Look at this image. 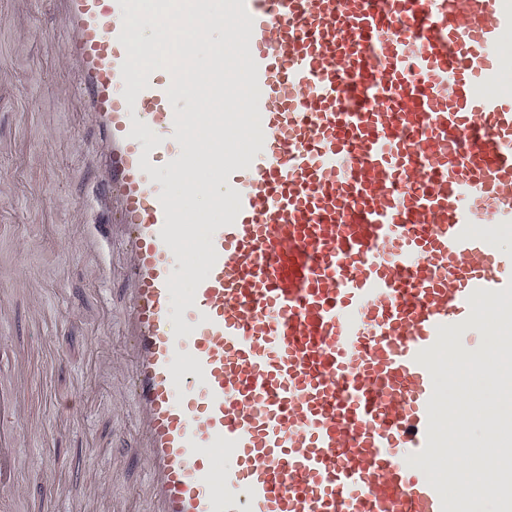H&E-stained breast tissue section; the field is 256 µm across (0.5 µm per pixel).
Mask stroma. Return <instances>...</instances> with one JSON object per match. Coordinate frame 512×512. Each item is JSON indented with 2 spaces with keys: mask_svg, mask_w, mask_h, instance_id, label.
<instances>
[{
  "mask_svg": "<svg viewBox=\"0 0 512 512\" xmlns=\"http://www.w3.org/2000/svg\"><path fill=\"white\" fill-rule=\"evenodd\" d=\"M49 0L0 9V385L22 382L15 512H150L119 329L127 296L118 246L86 250L100 221L97 134L80 119Z\"/></svg>",
  "mask_w": 512,
  "mask_h": 512,
  "instance_id": "stroma-1",
  "label": "stroma"
}]
</instances>
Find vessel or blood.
I'll use <instances>...</instances> for the list:
<instances>
[{
  "instance_id": "b4317fda",
  "label": "vessel or blood",
  "mask_w": 512,
  "mask_h": 512,
  "mask_svg": "<svg viewBox=\"0 0 512 512\" xmlns=\"http://www.w3.org/2000/svg\"><path fill=\"white\" fill-rule=\"evenodd\" d=\"M125 262L121 336L152 512H463L448 435L512 413L442 385L512 364V0H224L209 83L246 88L204 271L160 169H186L198 76L133 46L137 0H56ZM492 328L494 352L463 337ZM24 416L0 391V498ZM484 490L512 512V473ZM201 246V233L193 234L190 242L184 246L179 248L177 253V258L174 265V274L176 273V277H178L182 270L185 268H189L195 265L196 255L198 251H200ZM203 264L202 251H200L197 255V265L195 272L200 273L201 266Z\"/></svg>"
}]
</instances>
